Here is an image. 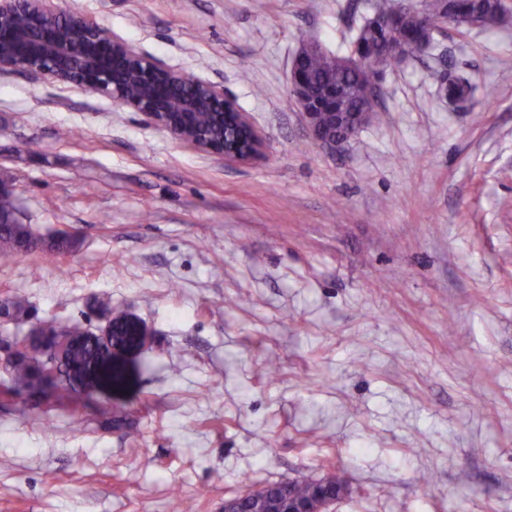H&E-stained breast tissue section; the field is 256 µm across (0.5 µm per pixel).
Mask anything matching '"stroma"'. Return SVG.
I'll list each match as a JSON object with an SVG mask.
<instances>
[{"label": "stroma", "mask_w": 512, "mask_h": 512, "mask_svg": "<svg viewBox=\"0 0 512 512\" xmlns=\"http://www.w3.org/2000/svg\"><path fill=\"white\" fill-rule=\"evenodd\" d=\"M378 0H56L224 88L266 136L240 164L84 88L0 72V174L65 255L0 263V512H224L343 478L334 512H512V23L447 25L387 66L378 119L313 144L301 42L350 54ZM450 71L475 87L454 111ZM150 332L121 384L7 366L39 321Z\"/></svg>", "instance_id": "1"}]
</instances>
